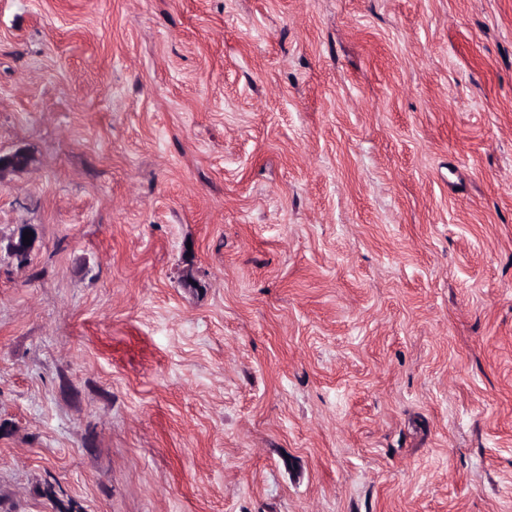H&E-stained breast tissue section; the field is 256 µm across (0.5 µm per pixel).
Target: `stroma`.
Masks as SVG:
<instances>
[{
    "instance_id": "35a3bbf8",
    "label": "stroma",
    "mask_w": 512,
    "mask_h": 512,
    "mask_svg": "<svg viewBox=\"0 0 512 512\" xmlns=\"http://www.w3.org/2000/svg\"><path fill=\"white\" fill-rule=\"evenodd\" d=\"M0 512H512V0H0ZM30 228H34L35 232H33V236H30V244L24 245L23 234L24 232H32ZM37 238V227L30 224H19L7 244L8 256L18 264H27L36 247Z\"/></svg>"
}]
</instances>
